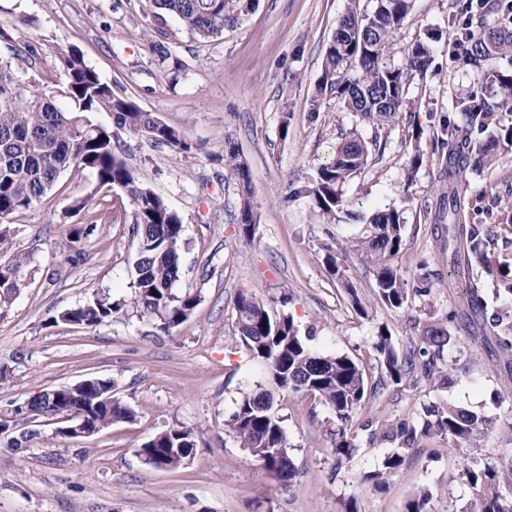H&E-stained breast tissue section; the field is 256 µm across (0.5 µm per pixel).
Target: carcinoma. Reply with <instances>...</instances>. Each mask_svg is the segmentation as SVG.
<instances>
[{"instance_id": "carcinoma-1", "label": "carcinoma", "mask_w": 512, "mask_h": 512, "mask_svg": "<svg viewBox=\"0 0 512 512\" xmlns=\"http://www.w3.org/2000/svg\"><path fill=\"white\" fill-rule=\"evenodd\" d=\"M158 8L174 15L182 25L201 39L212 38L224 28L237 24L254 7V0H155ZM412 9V0H375L371 11L360 10V0H351L346 15L327 45L318 94L336 95L356 114L358 121L371 127L366 140L355 131L343 135L333 157L319 167L312 186L307 188L330 223L340 221L344 212L343 185L368 164L372 151L381 147L383 133L409 112L407 97L412 77L423 76L432 63L428 45L412 47L402 67H391L386 56L392 36L401 28ZM455 35V61L479 77L477 85L455 96L453 106L463 124L452 121L442 126L439 149L442 210L438 219L448 222V273L465 278L466 271L480 266L497 281L500 290L512 297V266L491 262L489 250L498 244L499 224H468L461 196L455 183L470 171L495 161L502 151H512V127L497 122L499 110L512 105V70L490 66L497 57H512V28L488 27V16L512 15L509 0H454L451 4ZM64 82L48 95L16 75L10 61L0 60V250L9 247L8 216L29 209L54 189L60 176L70 169H87L96 177L97 189H120L133 207V229L138 236L137 259L133 267L131 301L112 300L96 295L83 305L66 309L55 320L73 319L88 327L99 326L133 304L141 317L159 329L170 332L188 319L198 302L196 295H178L175 284L183 275L181 256L183 226L165 200L135 180L115 149L112 129L93 123L90 114L110 112L115 125L141 135L182 154L192 152L191 144L180 138L171 126L142 111L132 100L115 94L75 49L57 51ZM355 69L357 77L347 75ZM422 131L412 127L414 144L406 151V172L413 176L422 163L417 141ZM226 165L238 175L243 192L250 193L244 164L235 148L224 155ZM405 248V218L395 208L374 210L366 218L361 237L353 244L362 262L372 270L375 297L386 308L398 311L409 304L410 295H426L434 274L419 264V273L408 283L394 259ZM28 257L14 254L0 262V310L10 304L21 288ZM353 310L366 307L356 289L343 275H337ZM468 306L486 319L503 354L512 356V302L487 313L481 291L471 283ZM235 309L236 329L250 356L265 364L268 387L259 392L241 393L235 411L226 421L228 431L241 446L263 462L265 469L283 480L293 481L296 467L289 455L286 434L274 413L275 398L285 393L313 396L331 409L338 422L332 451L338 459L351 454L352 439L347 426L354 415L367 408L377 389L390 381L396 385L418 378L431 380L439 370L452 341L448 323L455 311L426 326L420 343L403 354L395 347L388 327L379 328L374 349L380 374L371 383L364 369L349 355L320 354L300 336L292 318L274 313L253 295L239 294ZM85 412L107 428L129 420L132 411L116 401L102 403L92 392L68 389L54 400L38 398L30 406L17 407L14 414L25 420L31 415L51 414L66 408ZM495 429L487 416L454 406L425 407L419 425L402 423L389 428L384 437L396 450L384 457L381 468L364 477L376 488L386 476L398 471L406 450L429 436L451 439L470 448ZM194 433L184 426H173L154 434L138 449L144 461L158 469H177L194 455ZM476 490V497L461 512H512V468L494 464L466 468L461 474Z\"/></svg>"}]
</instances>
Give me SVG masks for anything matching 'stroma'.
Masks as SVG:
<instances>
[{"instance_id":"1","label":"stroma","mask_w":512,"mask_h":512,"mask_svg":"<svg viewBox=\"0 0 512 512\" xmlns=\"http://www.w3.org/2000/svg\"><path fill=\"white\" fill-rule=\"evenodd\" d=\"M348 7V0H256L238 24L202 40L154 0H0V59L19 66L24 80L53 90L63 78L57 49H76L115 93L192 145L187 159L125 131L116 141L136 180L180 216L184 274L175 292L198 298L189 318L168 334L132 308L96 327L57 321L60 311L97 294L131 297L138 244L132 208L116 188L96 193L92 209L74 212V201L95 193L96 179L86 170L69 171L42 202L9 217L10 249L29 262L25 287L0 313L6 376L0 420L12 421L14 408L40 392L89 377L111 379L113 398L134 417L89 437L63 439L54 417L38 415L28 424L36 438L19 450L0 436V512H345L351 503L358 512H403L423 490L425 512H460L474 497L460 478L465 468L489 461L512 466V365L469 315L462 289L443 281L400 311L383 307L372 273L351 247L362 223H326L305 193L342 134L355 129L372 136L336 96L311 109L325 47ZM449 13L450 0H415L387 56L389 65L403 66L414 43L437 35L429 44L431 68L409 86L415 122L395 123L380 159L343 187L352 212L402 210L406 247L395 264L408 280L422 262L448 270V227L424 215L440 197L433 139L447 120H459L453 100L478 80L452 57ZM156 43L168 59L153 51ZM31 46L37 55L26 66L21 56ZM415 126L424 132L425 155L410 176L405 152ZM230 144L247 168L250 199L224 166ZM507 182L512 154L467 174L459 191L468 223L512 217ZM246 203L255 220L248 236L233 222ZM90 224L91 235L76 237V227ZM69 255L74 263H66ZM336 267L366 303L365 314L352 309L332 273ZM242 292L291 316L312 349L349 354L371 375L378 372L379 327L388 326L402 352L427 320L457 309L460 318L448 326L456 341L444 353L451 382L382 390L354 417L355 449L343 460L330 450L334 412L297 394L284 397L277 412L298 474L283 482L225 426L240 392L267 382L264 365L246 356L236 331ZM434 404L481 413L496 430L471 448L423 438L382 489L365 483L364 475L393 450L383 438L386 428L418 423ZM175 424L193 430V457L174 471L146 464L139 446Z\"/></svg>"}]
</instances>
